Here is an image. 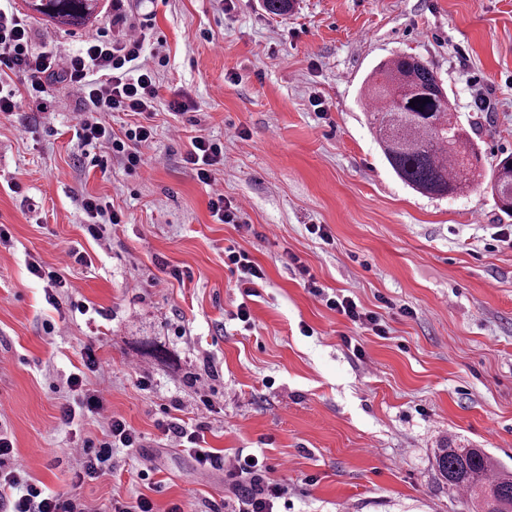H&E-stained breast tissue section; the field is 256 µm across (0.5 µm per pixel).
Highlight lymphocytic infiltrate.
Listing matches in <instances>:
<instances>
[{
    "instance_id": "lymphocytic-infiltrate-1",
    "label": "lymphocytic infiltrate",
    "mask_w": 512,
    "mask_h": 512,
    "mask_svg": "<svg viewBox=\"0 0 512 512\" xmlns=\"http://www.w3.org/2000/svg\"><path fill=\"white\" fill-rule=\"evenodd\" d=\"M112 25L120 29V36L114 38L102 30L92 32L79 53L59 48L41 51L33 43L24 16L0 11V73H22L28 98L38 104L42 103L51 80L66 82L79 114L76 137L81 146L94 148L92 164L104 167L116 158L128 173L135 174L149 161L147 151L153 142L154 128L147 118L155 110L159 87L152 70L141 63L146 35L129 18L126 0H112ZM112 112L131 113L135 120L124 133L114 134L105 120ZM223 160V143L203 135L192 137L184 157L198 180L211 188L208 208L212 216L221 223L235 224L241 218L240 207L214 186V168ZM83 365L84 373L72 374L69 381L70 389L79 396L77 405L64 410L63 420L74 423L80 410L103 414L108 429L106 440L97 444L86 440L79 446L82 465L74 475L75 490L71 493L53 494L35 483L21 484L22 469L17 465L0 470V512H99L77 496V488L111 471L114 449L138 446V435L121 416L104 414L100 391L85 386V372H103L102 361L89 351ZM157 427L163 434L173 436L193 456L199 471L223 470L225 482L236 493L238 512H275L286 490L267 478L263 461L252 462L240 454L227 458L205 447L206 424L202 421L163 419ZM20 484L25 487L24 493L14 495V488Z\"/></svg>"
}]
</instances>
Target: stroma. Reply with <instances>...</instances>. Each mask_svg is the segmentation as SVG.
I'll use <instances>...</instances> for the list:
<instances>
[{"instance_id":"1","label":"stroma","mask_w":512,"mask_h":512,"mask_svg":"<svg viewBox=\"0 0 512 512\" xmlns=\"http://www.w3.org/2000/svg\"><path fill=\"white\" fill-rule=\"evenodd\" d=\"M128 10L167 59L140 173L91 166L65 82L39 106L22 76L0 77L18 101L0 115V225L11 234L0 244V429L24 480L70 491L73 441L103 439L98 415L62 420L75 403L67 380L90 349L107 368L89 386L140 437L114 449V474L80 489L102 512L140 495L157 512L174 502L234 512L223 471L199 474L156 426L201 413L208 447L264 457L289 512H471L433 452L453 439L512 470V217L484 185L443 199L404 185L360 89L381 60L420 56L492 171L512 154V0H294L285 16L262 0L228 12L218 0H129ZM111 17L101 0L88 27L29 22L37 46L77 52ZM174 100L191 110L171 114ZM194 135L223 142L214 176L244 228L212 217L207 186L183 161ZM86 193L127 223L90 234ZM230 246L264 267L256 295L225 266ZM34 262L57 268L65 287L30 273ZM185 265L191 277L174 279ZM325 293L359 300L385 335L330 310ZM242 304L251 326L235 318Z\"/></svg>"}]
</instances>
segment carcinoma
<instances>
[{
    "label": "carcinoma",
    "instance_id": "cac0c4a2",
    "mask_svg": "<svg viewBox=\"0 0 512 512\" xmlns=\"http://www.w3.org/2000/svg\"><path fill=\"white\" fill-rule=\"evenodd\" d=\"M28 8L59 26H81L97 0H26ZM374 104L370 124L386 161L401 181L431 198L458 197L484 178L482 156L434 68L397 54L364 80ZM415 106H409V103ZM498 209L512 216V157L498 161L491 176ZM439 475L451 489L472 497L473 512H512V471L481 448L450 441L434 450Z\"/></svg>",
    "mask_w": 512,
    "mask_h": 512
}]
</instances>
